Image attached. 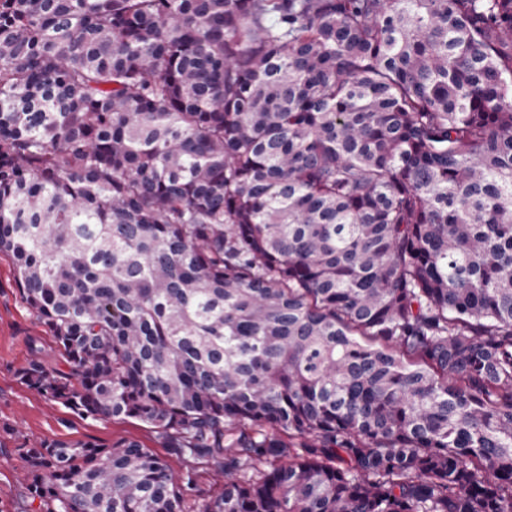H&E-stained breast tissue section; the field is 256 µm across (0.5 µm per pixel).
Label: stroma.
<instances>
[{
  "mask_svg": "<svg viewBox=\"0 0 512 512\" xmlns=\"http://www.w3.org/2000/svg\"><path fill=\"white\" fill-rule=\"evenodd\" d=\"M51 369L65 370L52 337L22 302L9 257L0 255V512H37L38 503L21 479L20 448L42 439L109 444L126 438L165 457L176 472L184 462L147 425L134 419L96 421L47 401L20 382L32 355Z\"/></svg>",
  "mask_w": 512,
  "mask_h": 512,
  "instance_id": "35a3bbf8",
  "label": "stroma"
}]
</instances>
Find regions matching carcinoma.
<instances>
[{
  "mask_svg": "<svg viewBox=\"0 0 512 512\" xmlns=\"http://www.w3.org/2000/svg\"><path fill=\"white\" fill-rule=\"evenodd\" d=\"M0 254L125 438L40 512H512V0H0Z\"/></svg>",
  "mask_w": 512,
  "mask_h": 512,
  "instance_id": "obj_1",
  "label": "carcinoma"
}]
</instances>
